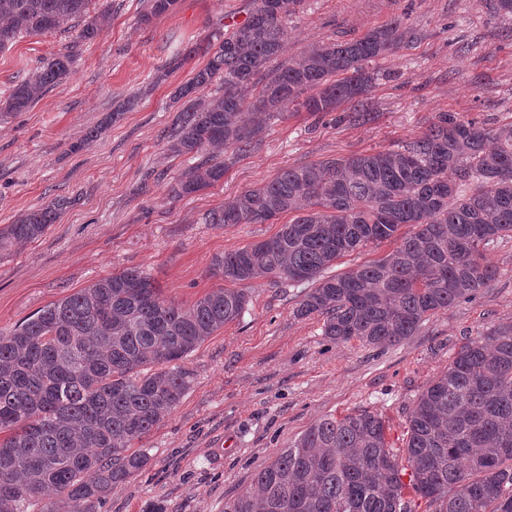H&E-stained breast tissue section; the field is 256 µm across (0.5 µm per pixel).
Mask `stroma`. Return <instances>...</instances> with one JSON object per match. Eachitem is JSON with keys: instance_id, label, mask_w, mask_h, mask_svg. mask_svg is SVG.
Returning <instances> with one entry per match:
<instances>
[{"instance_id": "1", "label": "stroma", "mask_w": 512, "mask_h": 512, "mask_svg": "<svg viewBox=\"0 0 512 512\" xmlns=\"http://www.w3.org/2000/svg\"><path fill=\"white\" fill-rule=\"evenodd\" d=\"M112 21L81 45L72 74L28 111L0 120V226L55 198L58 221L33 241L0 251V334L39 309L111 273L136 267L165 299L189 305L217 287L212 260L275 235L270 224H208L207 213L281 169L384 151L421 136L448 112L488 127L512 122V19L489 0H304L288 21L285 56L356 39L401 20L412 37L376 60L362 119L348 107L291 112L255 148L227 158L218 184L176 198L171 187L204 155L176 156L177 87L205 66L189 50L249 17L252 0H176L142 23L147 0H111ZM75 29L25 37L0 52V97ZM134 107L113 119L127 99ZM93 142H85L87 132ZM490 288L426 320L398 343H336L320 316L298 317L309 284L246 283L249 302L185 359L195 381L140 446L148 464L108 493L95 512H224L261 467L316 420L369 411L386 424L394 454L408 417L459 347L512 321V238L491 246Z\"/></svg>"}]
</instances>
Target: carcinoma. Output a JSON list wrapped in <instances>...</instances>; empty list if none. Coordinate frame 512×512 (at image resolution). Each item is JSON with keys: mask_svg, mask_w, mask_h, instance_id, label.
Wrapping results in <instances>:
<instances>
[{"mask_svg": "<svg viewBox=\"0 0 512 512\" xmlns=\"http://www.w3.org/2000/svg\"><path fill=\"white\" fill-rule=\"evenodd\" d=\"M96 2L0 0V51L83 22L73 44L0 99V118L27 111L70 75L79 44L111 19L110 4ZM303 2L253 0L243 25L183 55L208 60L176 91L184 108L173 153H245L268 121L291 111L357 107L375 80L369 64L412 37L396 19L280 62L288 18ZM174 3L148 0L141 20ZM216 80L224 93L201 99ZM225 169L211 158L171 192L194 194L221 181ZM67 204L55 198L18 215L0 228V249L43 236ZM283 213L294 217L275 236L215 257L214 275L236 284L310 283L297 316L322 317L323 335L336 342L392 345L496 280L485 251L512 237V123L489 129L441 112L396 150L285 168L205 222L266 224ZM388 241L394 247L382 257L328 274L344 255ZM247 303L243 289L218 286L180 305L130 268L0 334V512H31L49 491L59 499L41 512H93L113 485L147 464L133 446L191 388L194 373L183 360ZM409 490L437 512H512V323L465 342L420 395L404 461L387 448L378 415L324 417L225 501L224 512H412Z\"/></svg>", "mask_w": 512, "mask_h": 512, "instance_id": "obj_1", "label": "carcinoma"}]
</instances>
